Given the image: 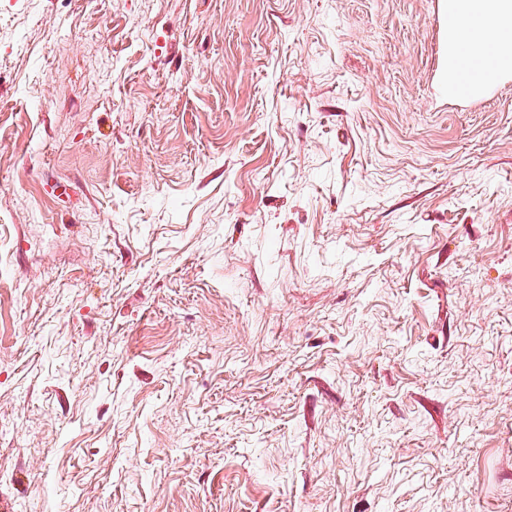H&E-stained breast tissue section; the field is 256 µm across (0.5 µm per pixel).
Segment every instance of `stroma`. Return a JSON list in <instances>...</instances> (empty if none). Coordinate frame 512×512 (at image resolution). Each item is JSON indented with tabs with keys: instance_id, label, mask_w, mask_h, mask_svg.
Returning <instances> with one entry per match:
<instances>
[{
	"instance_id": "35a3bbf8",
	"label": "stroma",
	"mask_w": 512,
	"mask_h": 512,
	"mask_svg": "<svg viewBox=\"0 0 512 512\" xmlns=\"http://www.w3.org/2000/svg\"><path fill=\"white\" fill-rule=\"evenodd\" d=\"M436 0H0V512H512V73ZM438 13V34L443 58L452 75L453 97L467 102L485 100L499 90L511 66L512 30L500 29L499 35L482 48H471L474 27H464L459 20L460 0H443Z\"/></svg>"
}]
</instances>
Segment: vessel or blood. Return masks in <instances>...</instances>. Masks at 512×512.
Here are the masks:
<instances>
[{"instance_id":"vessel-or-blood-1","label":"vessel or blood","mask_w":512,"mask_h":512,"mask_svg":"<svg viewBox=\"0 0 512 512\" xmlns=\"http://www.w3.org/2000/svg\"><path fill=\"white\" fill-rule=\"evenodd\" d=\"M459 4L460 0H442L438 13L443 58L453 77L454 98L480 101L499 90L512 67V30H500L482 48L472 49L474 30L461 24Z\"/></svg>"}]
</instances>
